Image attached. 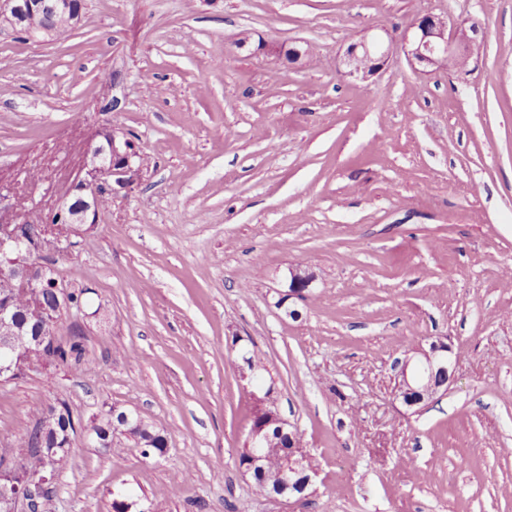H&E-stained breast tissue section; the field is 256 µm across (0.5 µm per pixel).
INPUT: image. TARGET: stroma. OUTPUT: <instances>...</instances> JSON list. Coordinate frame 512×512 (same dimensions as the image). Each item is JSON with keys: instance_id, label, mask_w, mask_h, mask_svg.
I'll return each instance as SVG.
<instances>
[{"instance_id": "35a3bbf8", "label": "stroma", "mask_w": 512, "mask_h": 512, "mask_svg": "<svg viewBox=\"0 0 512 512\" xmlns=\"http://www.w3.org/2000/svg\"><path fill=\"white\" fill-rule=\"evenodd\" d=\"M424 14L478 24L468 71L410 66ZM367 32L394 46L385 70L336 71ZM112 128L139 184L56 264L93 289L62 319L84 362L0 382V443L64 400L139 413L168 451L77 438L55 512H112L119 491L130 512H512V0H85L54 40L0 32L8 219H46ZM298 268L310 293L283 301ZM438 339L447 389L406 407L394 364ZM268 389L318 467L285 505L238 461Z\"/></svg>"}]
</instances>
